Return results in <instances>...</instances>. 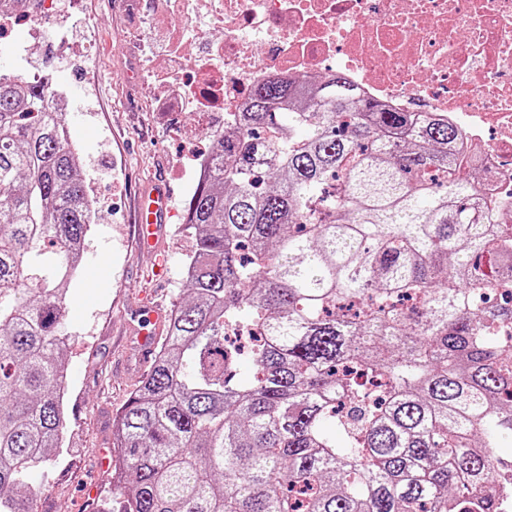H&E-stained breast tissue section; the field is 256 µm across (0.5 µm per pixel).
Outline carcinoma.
I'll use <instances>...</instances> for the list:
<instances>
[{
  "mask_svg": "<svg viewBox=\"0 0 512 512\" xmlns=\"http://www.w3.org/2000/svg\"><path fill=\"white\" fill-rule=\"evenodd\" d=\"M43 97L0 74V512H30L27 471L62 438L92 226ZM234 122L186 203L187 299L112 421L121 512H501L512 223L490 222L463 133L332 72L266 80Z\"/></svg>",
  "mask_w": 512,
  "mask_h": 512,
  "instance_id": "carcinoma-1",
  "label": "carcinoma"
}]
</instances>
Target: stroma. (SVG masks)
Returning a JSON list of instances; mask_svg holds the SVG:
<instances>
[{
  "label": "stroma",
  "mask_w": 512,
  "mask_h": 512,
  "mask_svg": "<svg viewBox=\"0 0 512 512\" xmlns=\"http://www.w3.org/2000/svg\"><path fill=\"white\" fill-rule=\"evenodd\" d=\"M83 3L98 26L77 34L94 39L98 65L87 71L61 66L56 78L71 103L65 121L84 160L88 190L109 210L93 227L61 324L69 376L64 445L27 478L40 490L33 512H106L123 499L94 461L110 447L112 419L148 370L138 357L140 325L131 308L138 302L169 310L186 296L183 262L194 239L184 230L189 193L178 159L211 146L195 114L154 111L139 93L140 45L126 32L134 9H148V0ZM158 182L172 191L173 203L154 252L139 245L135 214L139 196ZM161 252L171 267L163 284L153 274Z\"/></svg>",
  "instance_id": "obj_1"
}]
</instances>
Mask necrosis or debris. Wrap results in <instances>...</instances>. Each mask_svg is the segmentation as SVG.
<instances>
[{
    "instance_id": "4bbe7bcc",
    "label": "necrosis or debris",
    "mask_w": 512,
    "mask_h": 512,
    "mask_svg": "<svg viewBox=\"0 0 512 512\" xmlns=\"http://www.w3.org/2000/svg\"><path fill=\"white\" fill-rule=\"evenodd\" d=\"M177 36L139 15L138 85L163 99L167 74L206 134L213 114L243 111L254 87L344 70L361 97L398 112L435 113L464 134L462 166L483 174L493 213L512 212V0H160ZM27 26L25 54L44 42L67 53L69 28L96 21L77 0H39L35 11L0 6V39ZM166 51H159V44Z\"/></svg>"
}]
</instances>
